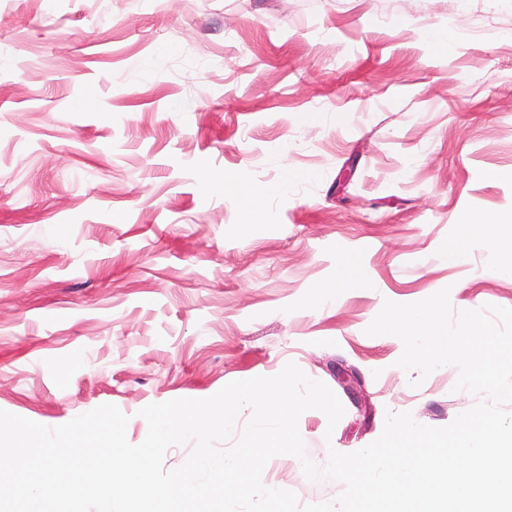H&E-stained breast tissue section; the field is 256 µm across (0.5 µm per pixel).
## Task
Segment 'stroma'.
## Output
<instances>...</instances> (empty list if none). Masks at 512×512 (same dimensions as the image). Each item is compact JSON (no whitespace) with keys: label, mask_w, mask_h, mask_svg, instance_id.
<instances>
[{"label":"stroma","mask_w":512,"mask_h":512,"mask_svg":"<svg viewBox=\"0 0 512 512\" xmlns=\"http://www.w3.org/2000/svg\"><path fill=\"white\" fill-rule=\"evenodd\" d=\"M473 214L512 225V0H0V410L113 404L138 444L143 407L292 362L345 409L300 416L316 464L390 411L446 426L475 402L456 368L366 329L444 288L512 308V251L438 253ZM344 254L369 287L321 299ZM262 481L342 490L289 455Z\"/></svg>","instance_id":"stroma-1"}]
</instances>
